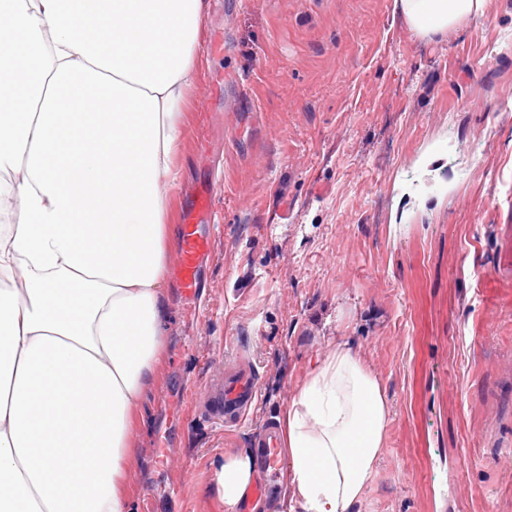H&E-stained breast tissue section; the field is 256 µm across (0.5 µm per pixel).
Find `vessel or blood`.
Segmentation results:
<instances>
[{
    "label": "vessel or blood",
    "mask_w": 512,
    "mask_h": 512,
    "mask_svg": "<svg viewBox=\"0 0 512 512\" xmlns=\"http://www.w3.org/2000/svg\"><path fill=\"white\" fill-rule=\"evenodd\" d=\"M213 218V183L203 178L181 206L180 247L173 261V271L179 288L186 294H195L200 288L199 270L212 257L211 236L205 232L204 226ZM259 397L258 375L243 366L228 365L223 373L207 383L196 402L199 412L231 431L244 423ZM257 441L259 477L247 491L248 498L254 500L269 496L284 474L277 428L271 425L262 427L257 433Z\"/></svg>",
    "instance_id": "b4317fda"
}]
</instances>
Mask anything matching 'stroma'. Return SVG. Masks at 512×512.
<instances>
[{"mask_svg": "<svg viewBox=\"0 0 512 512\" xmlns=\"http://www.w3.org/2000/svg\"><path fill=\"white\" fill-rule=\"evenodd\" d=\"M171 211L221 179L191 310L135 413L131 512H225L213 464L250 448L346 341L390 412L354 512H512V0L422 38L393 0H207ZM260 380L227 431L192 402L225 361Z\"/></svg>", "mask_w": 512, "mask_h": 512, "instance_id": "stroma-1", "label": "stroma"}]
</instances>
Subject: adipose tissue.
<instances>
[{
  "instance_id": "1",
  "label": "adipose tissue",
  "mask_w": 512,
  "mask_h": 512,
  "mask_svg": "<svg viewBox=\"0 0 512 512\" xmlns=\"http://www.w3.org/2000/svg\"><path fill=\"white\" fill-rule=\"evenodd\" d=\"M487 0H394L422 36ZM206 0H0V512H130L134 413L165 343L169 204ZM111 30V42L100 39ZM389 410L337 343L279 419L298 512H350ZM255 479L232 449L212 489Z\"/></svg>"
}]
</instances>
